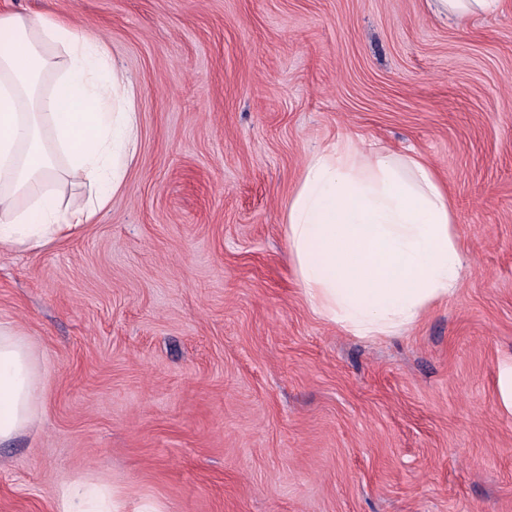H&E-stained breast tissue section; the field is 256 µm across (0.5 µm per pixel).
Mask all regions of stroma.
Returning a JSON list of instances; mask_svg holds the SVG:
<instances>
[{
    "instance_id": "obj_1",
    "label": "stroma",
    "mask_w": 512,
    "mask_h": 512,
    "mask_svg": "<svg viewBox=\"0 0 512 512\" xmlns=\"http://www.w3.org/2000/svg\"><path fill=\"white\" fill-rule=\"evenodd\" d=\"M103 41L140 144L108 209L0 252L42 421L0 444V512L88 479L163 512H512V0H0ZM347 134L446 179L461 286L369 341L315 315L283 212ZM435 16L453 19L457 25L466 26L473 18L493 13L500 0H430ZM496 386L500 407L512 414V359L498 365Z\"/></svg>"
}]
</instances>
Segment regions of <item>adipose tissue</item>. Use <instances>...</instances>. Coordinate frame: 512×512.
Wrapping results in <instances>:
<instances>
[{"instance_id":"ef3b65f1","label":"adipose tissue","mask_w":512,"mask_h":512,"mask_svg":"<svg viewBox=\"0 0 512 512\" xmlns=\"http://www.w3.org/2000/svg\"><path fill=\"white\" fill-rule=\"evenodd\" d=\"M500 0H431L435 16L467 25ZM64 55L56 68L51 52ZM50 91H38L45 74ZM136 89L106 45L64 21L0 16V250L36 249L91 223L123 188L139 147ZM65 158L54 175V156ZM88 192L63 212L67 187ZM27 197L19 205V197ZM289 253L310 310L352 335L396 336L453 298L464 258L448 190L415 150L394 153L354 135L309 155L285 206ZM43 381L31 338L0 321V442L41 419ZM57 512L128 508L118 491L82 480L57 492Z\"/></svg>"}]
</instances>
